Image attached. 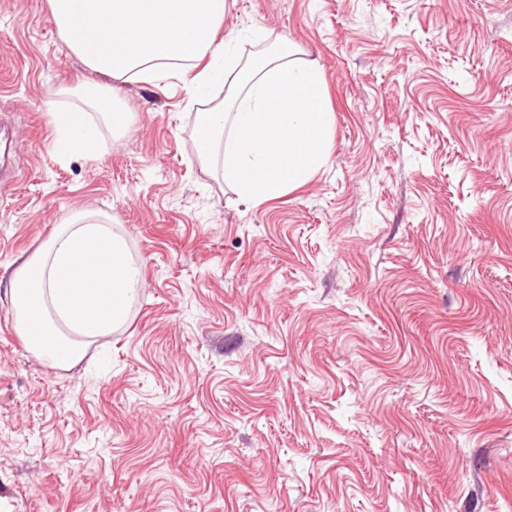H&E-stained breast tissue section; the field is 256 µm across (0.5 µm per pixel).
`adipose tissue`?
<instances>
[{"instance_id":"ef3b65f1","label":"adipose tissue","mask_w":512,"mask_h":512,"mask_svg":"<svg viewBox=\"0 0 512 512\" xmlns=\"http://www.w3.org/2000/svg\"><path fill=\"white\" fill-rule=\"evenodd\" d=\"M71 53L89 70L123 83L158 85L191 73L189 95L231 81L228 104L198 113L206 165L258 205L307 183L330 157L332 114L322 74L290 46L244 67L217 40L226 0H49ZM59 148L95 158L101 128L121 135L129 115L114 98L88 92L84 106L49 112ZM142 286L125 239L97 214L75 213L23 259L8 294L25 347L56 366L78 364L89 345L127 321Z\"/></svg>"}]
</instances>
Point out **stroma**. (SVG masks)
<instances>
[{
  "mask_svg": "<svg viewBox=\"0 0 512 512\" xmlns=\"http://www.w3.org/2000/svg\"><path fill=\"white\" fill-rule=\"evenodd\" d=\"M240 63L290 43L326 166L251 205L189 99L91 72L48 0H0V512H512V0H227ZM111 90L98 159L48 112ZM103 213L142 265L126 324L62 369L8 281ZM87 93L85 106L96 112L102 123L113 133V137L120 136L127 127L129 113L120 110L115 105L114 98L106 94L98 95L95 89Z\"/></svg>",
  "mask_w": 512,
  "mask_h": 512,
  "instance_id": "35a3bbf8",
  "label": "stroma"
}]
</instances>
